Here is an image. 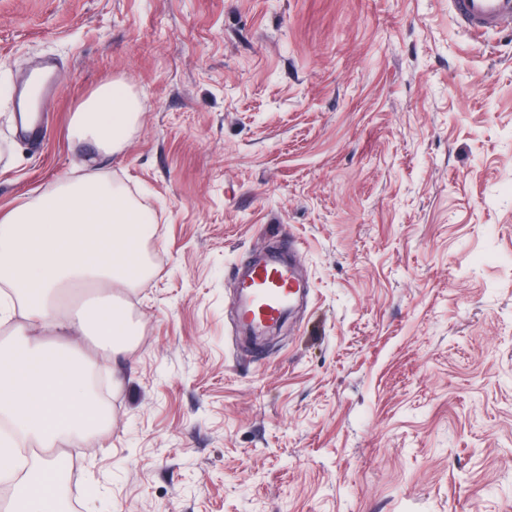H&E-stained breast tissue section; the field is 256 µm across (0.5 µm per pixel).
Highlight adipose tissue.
<instances>
[{"instance_id":"1","label":"adipose tissue","mask_w":512,"mask_h":512,"mask_svg":"<svg viewBox=\"0 0 512 512\" xmlns=\"http://www.w3.org/2000/svg\"><path fill=\"white\" fill-rule=\"evenodd\" d=\"M141 104L121 82L101 85L74 112L72 140L98 153L119 152L136 126ZM82 176L0 217V419L14 435L41 448L63 440L90 442L108 418L87 388V368L75 347L49 346L45 336L94 332L113 352L123 351L130 328L124 314L83 315L66 310L61 289L95 283L126 288L131 275L130 238L149 235L152 217L124 189L91 164ZM56 462L33 460L16 483V512H58L51 494Z\"/></svg>"}]
</instances>
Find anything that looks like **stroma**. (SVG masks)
Instances as JSON below:
<instances>
[{
	"instance_id": "obj_1",
	"label": "stroma",
	"mask_w": 512,
	"mask_h": 512,
	"mask_svg": "<svg viewBox=\"0 0 512 512\" xmlns=\"http://www.w3.org/2000/svg\"><path fill=\"white\" fill-rule=\"evenodd\" d=\"M116 80L143 112L99 157L68 128ZM91 157L154 211V273L123 354L78 340L112 426L52 449L62 512H512V38L448 0H0V213ZM282 227L313 294L256 349L235 267ZM38 73L43 77V83L41 87L40 93V101H41V112H43L44 107L54 99H56L61 85L57 76V67L54 59L52 58H43L36 61L32 66L26 70L21 77L18 79L15 87V97H16V112H22L20 102L23 96V93L26 89L28 81L32 74Z\"/></svg>"
}]
</instances>
